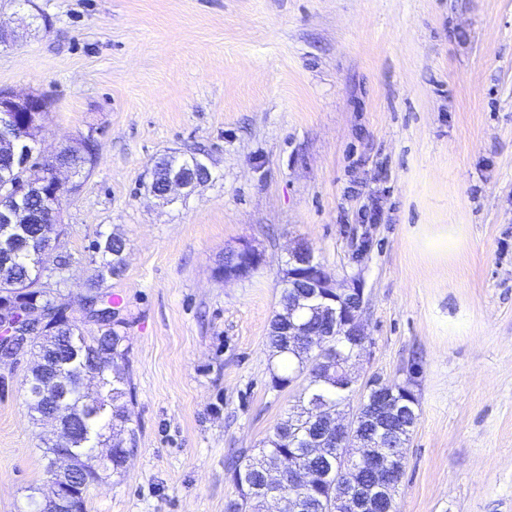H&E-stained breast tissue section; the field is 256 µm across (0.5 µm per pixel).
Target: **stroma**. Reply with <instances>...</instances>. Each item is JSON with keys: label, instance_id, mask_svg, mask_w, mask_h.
<instances>
[{"label": "stroma", "instance_id": "stroma-1", "mask_svg": "<svg viewBox=\"0 0 512 512\" xmlns=\"http://www.w3.org/2000/svg\"><path fill=\"white\" fill-rule=\"evenodd\" d=\"M0 45V90L48 103L46 156L87 135L95 165L63 201L72 264L126 241L120 296L137 446L86 512H224L227 465L254 453L305 383L271 387L287 252L307 242L361 284L362 379L410 383L419 420L398 512H512V0H32ZM211 182L166 203L162 154ZM373 220H365V213ZM265 261L216 269L229 246ZM33 356L0 365V512L47 490L25 396ZM201 166H205L202 159L196 153H166L155 161L154 178L151 183V190H155L165 178L169 169L180 170L185 173H197ZM241 256L240 265L234 271H224L225 266H231L234 258L231 255L224 253V264L222 265V272L224 273V280H244L249 278L263 263L264 255L259 250L251 245L241 244L239 247L234 248Z\"/></svg>", "mask_w": 512, "mask_h": 512}]
</instances>
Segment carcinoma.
Here are the masks:
<instances>
[{
    "label": "carcinoma",
    "mask_w": 512,
    "mask_h": 512,
    "mask_svg": "<svg viewBox=\"0 0 512 512\" xmlns=\"http://www.w3.org/2000/svg\"><path fill=\"white\" fill-rule=\"evenodd\" d=\"M97 142L84 138L63 152L73 159L76 169H90L97 159ZM203 166L196 154L166 153L154 164L151 189H156L171 169L185 173H196ZM51 166L32 156L27 162L19 155L3 147L0 149V180L42 183L44 192L52 191L49 181ZM18 206L28 222L25 224L0 223V303L31 305L40 302L54 308L57 301L50 298L49 280L62 279L63 266L71 255L60 250V238L64 234L61 224H54L44 208L43 198L35 190L11 199L0 198V208ZM93 253L98 258L94 264L93 280L100 284L106 279L122 273L124 240L116 235L92 243ZM297 293L295 288H283L280 294V313L272 317L268 332V352L271 362V386L284 389L300 375H305L306 384L296 398L288 416L276 424L273 432L262 442L257 452L246 455L233 470V481L239 489V499L227 504L225 512H261L264 499L266 464L278 460L283 464L302 460L309 467L321 472L322 482L301 491L307 503L306 512H346L349 505L345 496L352 489L367 492L383 478L378 466L368 462L348 465L343 457L324 455L319 458L308 455L307 449L317 448V439L324 440V447L336 450V433L325 429L315 432L305 413L314 400L331 407L351 404L354 388L346 386L340 379L315 372L313 355L307 345L320 349L322 359L337 363L354 353V345L340 335L336 324H326L312 312H306L298 322V335L288 331V297ZM33 347L39 351V361L26 378L27 401L36 414L42 409H65L63 418L80 419L89 434L80 437L77 444L87 448L90 442L112 433V438L121 447L112 449V472L120 473L125 465V455L136 447V431L131 426V416L121 403L131 392L130 377L124 372L128 364L129 345L121 330V322L103 323L97 332L85 329V323L75 318H66L56 328H33ZM98 376L100 385L107 389L108 399L97 406H88L83 401L82 381L89 373ZM48 377L64 384L65 391L50 393L36 402L32 393L44 384Z\"/></svg>",
    "instance_id": "carcinoma-1"
}]
</instances>
